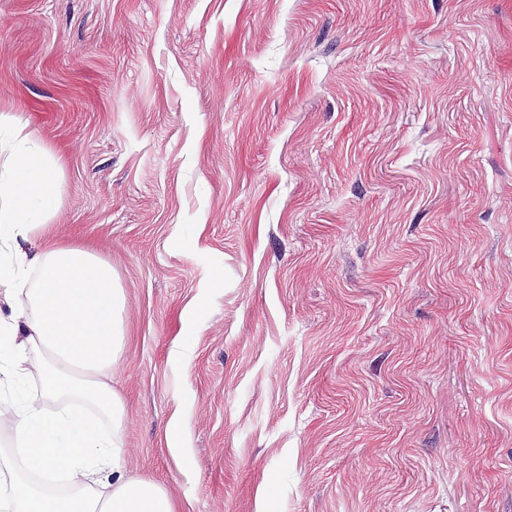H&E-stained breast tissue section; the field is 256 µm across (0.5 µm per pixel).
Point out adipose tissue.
Returning a JSON list of instances; mask_svg holds the SVG:
<instances>
[{"instance_id": "ef3b65f1", "label": "adipose tissue", "mask_w": 512, "mask_h": 512, "mask_svg": "<svg viewBox=\"0 0 512 512\" xmlns=\"http://www.w3.org/2000/svg\"><path fill=\"white\" fill-rule=\"evenodd\" d=\"M60 168L14 114L0 113V427L12 447L0 455V512H176L165 486L125 466L112 367L126 296L95 251L55 242ZM32 240L44 244L35 269L22 249ZM58 478L66 493L46 490Z\"/></svg>"}]
</instances>
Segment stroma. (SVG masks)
Here are the masks:
<instances>
[{
	"instance_id": "35a3bbf8",
	"label": "stroma",
	"mask_w": 512,
	"mask_h": 512,
	"mask_svg": "<svg viewBox=\"0 0 512 512\" xmlns=\"http://www.w3.org/2000/svg\"><path fill=\"white\" fill-rule=\"evenodd\" d=\"M1 112L177 512H512V0H0Z\"/></svg>"
}]
</instances>
